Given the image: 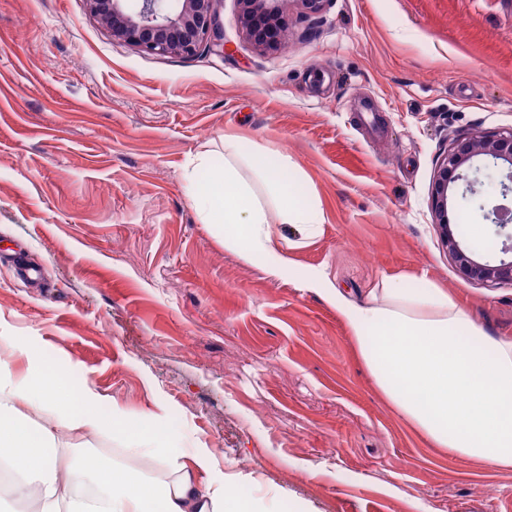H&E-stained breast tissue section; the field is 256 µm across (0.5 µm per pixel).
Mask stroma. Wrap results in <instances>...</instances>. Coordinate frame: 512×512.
<instances>
[{"mask_svg": "<svg viewBox=\"0 0 512 512\" xmlns=\"http://www.w3.org/2000/svg\"><path fill=\"white\" fill-rule=\"evenodd\" d=\"M278 50L220 0L224 48L157 57L86 0H0V317L73 386L218 449L277 512H512V470L428 448L383 399L336 311L388 278L445 288L512 337V284L466 279L430 206L459 139L512 129V0H290ZM239 135L288 154L324 222L273 231L270 277L203 223L188 161Z\"/></svg>", "mask_w": 512, "mask_h": 512, "instance_id": "stroma-1", "label": "stroma"}]
</instances>
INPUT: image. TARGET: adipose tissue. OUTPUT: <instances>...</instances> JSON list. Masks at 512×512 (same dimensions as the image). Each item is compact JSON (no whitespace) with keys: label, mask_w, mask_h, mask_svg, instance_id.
<instances>
[{"label":"adipose tissue","mask_w":512,"mask_h":512,"mask_svg":"<svg viewBox=\"0 0 512 512\" xmlns=\"http://www.w3.org/2000/svg\"><path fill=\"white\" fill-rule=\"evenodd\" d=\"M204 170L209 180L201 187ZM301 176L288 155L233 135L220 157L198 154L184 170L204 223L218 228L226 248L278 278L293 277L295 268L273 225L323 221L320 202L294 190ZM304 285L335 308L383 397L431 447L512 468V338L490 336L424 278L384 282L363 303L320 272L305 274ZM25 359L21 374L0 359V462L18 476L14 492L26 512H270L264 500L238 497L215 449L184 450L158 414L127 439V452L160 460L167 478L83 453L68 435L117 432L121 408L103 414L92 385L74 389L72 359Z\"/></svg>","instance_id":"obj_1"}]
</instances>
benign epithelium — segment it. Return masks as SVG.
Here are the masks:
<instances>
[{"label":"benign epithelium","instance_id":"7a95c632","mask_svg":"<svg viewBox=\"0 0 512 512\" xmlns=\"http://www.w3.org/2000/svg\"><path fill=\"white\" fill-rule=\"evenodd\" d=\"M217 0H87L90 13L98 18L112 39L129 44L143 53L157 56L193 57L211 43L224 46L219 26ZM240 23L255 47L271 50L283 44L288 32L284 4L288 0H236ZM480 160L507 170L499 183V195L512 197V130L495 135L475 134L457 140L442 160L431 191V209L448 252L467 278L484 283H512V205L491 201L479 204L482 218L493 224L502 239L497 262L484 260L456 239L448 216V203L456 192L473 189L463 174Z\"/></svg>","mask_w":512,"mask_h":512}]
</instances>
